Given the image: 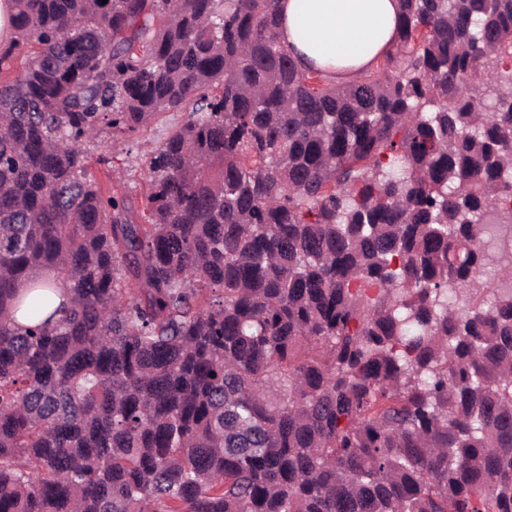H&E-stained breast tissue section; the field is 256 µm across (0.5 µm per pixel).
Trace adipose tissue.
I'll return each instance as SVG.
<instances>
[{"label": "adipose tissue", "mask_w": 512, "mask_h": 512, "mask_svg": "<svg viewBox=\"0 0 512 512\" xmlns=\"http://www.w3.org/2000/svg\"><path fill=\"white\" fill-rule=\"evenodd\" d=\"M279 11L281 43L329 77L370 68L398 23V0H279Z\"/></svg>", "instance_id": "obj_1"}]
</instances>
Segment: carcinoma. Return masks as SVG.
<instances>
[{
	"mask_svg": "<svg viewBox=\"0 0 512 512\" xmlns=\"http://www.w3.org/2000/svg\"><path fill=\"white\" fill-rule=\"evenodd\" d=\"M10 8L0 512H512V0L346 85L278 0ZM169 111L138 224L85 144Z\"/></svg>",
	"mask_w": 512,
	"mask_h": 512,
	"instance_id": "obj_1",
	"label": "carcinoma"
}]
</instances>
